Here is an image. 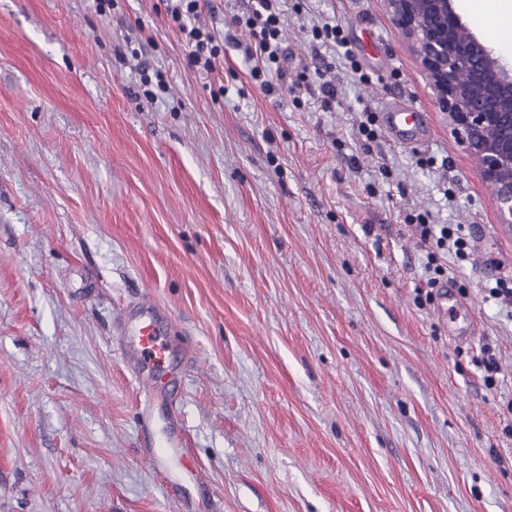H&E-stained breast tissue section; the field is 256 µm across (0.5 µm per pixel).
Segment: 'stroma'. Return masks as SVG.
Here are the masks:
<instances>
[{"label": "stroma", "instance_id": "1", "mask_svg": "<svg viewBox=\"0 0 512 512\" xmlns=\"http://www.w3.org/2000/svg\"><path fill=\"white\" fill-rule=\"evenodd\" d=\"M286 5L293 96L241 48L190 68L161 0H0V512H512V234L383 0ZM389 100L432 138L395 143ZM419 212L471 244L457 318L415 301ZM144 299L175 345L157 395L112 347ZM174 415L201 482L142 456ZM343 30L336 24V21L324 20L314 24L311 27V35L313 40H321L324 42H332L335 46L344 48L346 45L345 37L342 35Z\"/></svg>", "mask_w": 512, "mask_h": 512}]
</instances>
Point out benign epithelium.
I'll list each match as a JSON object with an SVG mask.
<instances>
[{
	"label": "benign epithelium",
	"instance_id": "benign-epithelium-1",
	"mask_svg": "<svg viewBox=\"0 0 512 512\" xmlns=\"http://www.w3.org/2000/svg\"><path fill=\"white\" fill-rule=\"evenodd\" d=\"M386 6L493 187L498 223L512 231V69L462 21L454 0H386Z\"/></svg>",
	"mask_w": 512,
	"mask_h": 512
}]
</instances>
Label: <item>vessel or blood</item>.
I'll list each match as a JSON object with an SVG mask.
<instances>
[{
	"label": "vessel or blood",
	"mask_w": 512,
	"mask_h": 512,
	"mask_svg": "<svg viewBox=\"0 0 512 512\" xmlns=\"http://www.w3.org/2000/svg\"><path fill=\"white\" fill-rule=\"evenodd\" d=\"M384 114L387 130L396 142L407 140L421 127L419 113L407 111L401 103H388ZM115 325L117 349L129 371L143 385L156 388L160 372L169 365L172 349L168 336L158 326L155 310L150 303H138L117 314ZM183 447V427L176 420L162 439L148 443L145 456L153 469L165 473L182 462Z\"/></svg>",
	"instance_id": "vessel-or-blood-1"
}]
</instances>
